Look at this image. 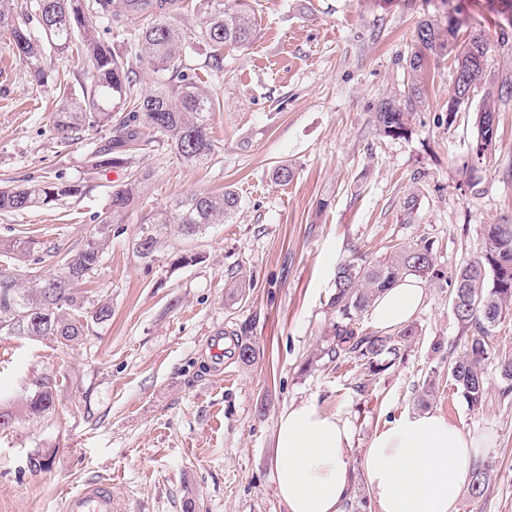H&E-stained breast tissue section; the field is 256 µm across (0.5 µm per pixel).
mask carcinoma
<instances>
[{
    "mask_svg": "<svg viewBox=\"0 0 512 512\" xmlns=\"http://www.w3.org/2000/svg\"><path fill=\"white\" fill-rule=\"evenodd\" d=\"M206 18L201 28L203 41L213 48L212 67L223 68L224 47H247L255 37L257 16L251 0H203ZM113 0H0V33L6 45L25 65L32 80L43 86L56 82L47 51L76 50L88 67L90 82L81 85L80 94L65 97L55 115V128L67 137L86 127H113L109 145L94 155L90 173L101 168L130 164V152L139 143V128L144 126L154 136L167 142L184 161L192 165L208 163L218 152L210 136L215 110L213 95L197 82L181 76L174 86L161 79L156 86L138 92L129 78L135 60H146L158 73L179 70L186 34L173 21L179 9L176 0H121L129 13H148L153 22L130 39L129 49L115 53L103 42L92 16L112 7ZM464 23L453 13L420 21L413 36L410 53L405 58L408 75L404 91L381 100L374 123L379 134L402 137L408 134L410 118L423 103L425 67L429 58H447L452 75L464 71L473 84H479L486 69L475 61L489 58L488 41L480 30L460 37ZM484 107L477 113L472 141H496L495 103L512 98V78L484 90ZM469 102L452 84L447 124H452L458 108ZM132 110H126L127 104ZM150 173L137 171L112 194L107 211L96 231L83 248L62 259V267L53 275L61 283L58 295L49 296L36 275L20 273L21 264L38 245L33 239L14 236L0 239V336L46 338L61 345L80 344L92 324L112 320V303L103 296L91 299L82 285L98 271L103 255L112 244V233L122 231L121 224L135 207ZM83 185L75 182L42 181L22 186H0V211L18 212L50 206L57 201L82 194ZM241 207L239 196L226 189L218 195L194 193L180 197L164 209L140 219V240L150 249L147 258L168 234L195 236L213 224H222ZM408 275L430 282L441 277L433 248L424 242L395 248L390 255L374 263L354 258L336 269L335 292L329 306L336 313L326 335L333 357L353 355L364 362L368 372L378 374L401 359L403 347L412 342L415 329L406 326L393 336L364 334L359 331L360 317L374 300ZM453 296L460 301L456 319L469 331L463 349L452 360L449 373L470 407L482 405L486 390L485 361L488 359L492 330L512 314V224L486 225L480 255L461 265L454 275ZM36 317L42 323L35 325ZM35 390L26 399L25 411L40 417L55 406L54 385L47 378L33 382ZM489 480L487 469L475 467L469 481L473 496L483 493Z\"/></svg>",
    "mask_w": 512,
    "mask_h": 512,
    "instance_id": "1",
    "label": "carcinoma"
}]
</instances>
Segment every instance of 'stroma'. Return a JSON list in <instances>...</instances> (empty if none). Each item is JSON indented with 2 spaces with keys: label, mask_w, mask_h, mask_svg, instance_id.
Returning <instances> with one entry per match:
<instances>
[{
  "label": "stroma",
  "mask_w": 512,
  "mask_h": 512,
  "mask_svg": "<svg viewBox=\"0 0 512 512\" xmlns=\"http://www.w3.org/2000/svg\"><path fill=\"white\" fill-rule=\"evenodd\" d=\"M443 4L484 30L485 83L512 75V41L498 39L500 0H253L256 37L225 48L220 72L197 37L205 20L198 0H180L175 22L189 35L183 64L219 99L211 122L219 151L189 166L148 133L129 166L91 179L86 170L109 129L65 139L53 127L60 85L76 90L86 80L82 62L49 53L60 82L39 86L0 37V185H84L77 198L0 212V238L39 241L30 271L55 272L92 236L95 216L130 172L151 174L136 214L86 285L110 298L111 321L71 349L0 336V411L15 417L0 431V512H61L64 493L94 479L111 483L113 512H184L189 502L195 512H287L275 483L277 421L310 401L348 425L352 498L366 500L360 512H378L364 451L388 423L418 412L428 379L437 385L432 411L490 438L477 459L490 471L484 493H462L457 512H512V390L500 375L502 358L512 356V315L492 331L481 408L468 406L448 373L466 336L450 298L454 273L479 253L485 225L512 220V102L496 103L495 150L475 166L470 143L483 98L447 124L449 61L428 62L426 101L408 136L379 135L373 122L378 101L403 89L402 58L418 22ZM280 163L295 171L285 185L272 177ZM227 188L241 200L232 221L167 237L152 256H138L140 215ZM421 241L432 243L443 277L425 285L411 320L417 336L402 360L374 375L354 359L325 356L337 266ZM185 253L197 262L176 264ZM240 277L250 285L236 295ZM245 323L257 352L247 365L233 346ZM39 377L55 383V407L31 420L23 403ZM41 455L51 457L49 470L31 468Z\"/></svg>",
  "instance_id": "35a3bbf8"
}]
</instances>
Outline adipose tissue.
<instances>
[{
    "label": "adipose tissue",
    "mask_w": 512,
    "mask_h": 512,
    "mask_svg": "<svg viewBox=\"0 0 512 512\" xmlns=\"http://www.w3.org/2000/svg\"><path fill=\"white\" fill-rule=\"evenodd\" d=\"M423 283L407 277L368 311L370 323L394 329L421 307ZM482 438L442 414H406L378 432L362 466L378 512H456ZM276 483L288 512H347L352 489L347 428L336 414L305 402L281 413L275 439Z\"/></svg>",
    "instance_id": "ef3b65f1"
}]
</instances>
